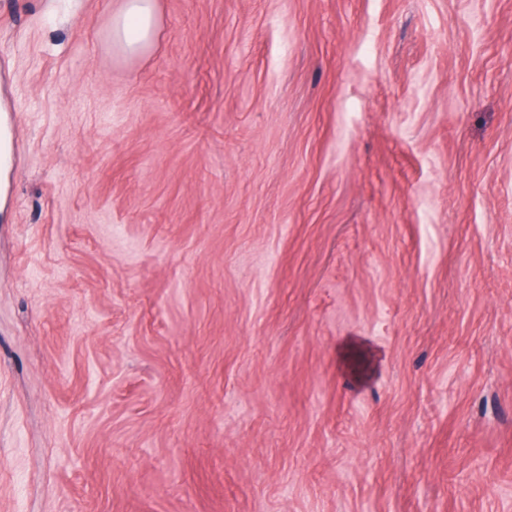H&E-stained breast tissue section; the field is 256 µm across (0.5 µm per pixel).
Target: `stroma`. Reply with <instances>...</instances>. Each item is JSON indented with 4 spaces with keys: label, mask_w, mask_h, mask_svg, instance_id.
<instances>
[{
    "label": "stroma",
    "mask_w": 512,
    "mask_h": 512,
    "mask_svg": "<svg viewBox=\"0 0 512 512\" xmlns=\"http://www.w3.org/2000/svg\"><path fill=\"white\" fill-rule=\"evenodd\" d=\"M0 0V512H512V0ZM157 30L154 0H122L120 9L112 14L107 39L112 48L137 55L153 46ZM10 112H13L9 100L6 79H0V128L6 131V135H0V219L1 214L6 216V207L9 191V179L12 169L14 154V137L12 132V119Z\"/></svg>",
    "instance_id": "35a3bbf8"
}]
</instances>
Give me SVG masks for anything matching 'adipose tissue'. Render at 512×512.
Listing matches in <instances>:
<instances>
[{
  "label": "adipose tissue",
  "instance_id": "1",
  "mask_svg": "<svg viewBox=\"0 0 512 512\" xmlns=\"http://www.w3.org/2000/svg\"><path fill=\"white\" fill-rule=\"evenodd\" d=\"M158 23L155 0H122L120 9L113 13L107 30L110 45L128 55H137L150 49L157 37ZM11 102L6 81L0 79V215L7 207L9 179L14 154L11 135Z\"/></svg>",
  "mask_w": 512,
  "mask_h": 512
}]
</instances>
